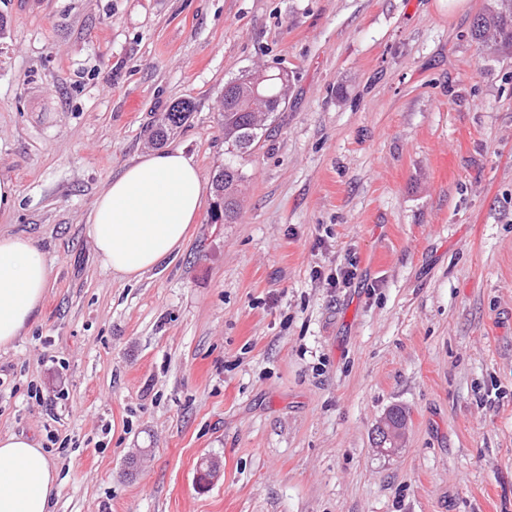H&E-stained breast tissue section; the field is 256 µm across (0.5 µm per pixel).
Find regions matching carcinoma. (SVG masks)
<instances>
[{"label":"carcinoma","instance_id":"obj_1","mask_svg":"<svg viewBox=\"0 0 512 512\" xmlns=\"http://www.w3.org/2000/svg\"><path fill=\"white\" fill-rule=\"evenodd\" d=\"M471 35L479 47L497 55H512V0H491L484 13L478 15ZM251 81L238 77L224 85V99L219 116L224 128V143L230 147L224 165L213 175L215 191L224 192L216 202L211 220L232 221L238 210L239 188L246 175L238 158L253 150L267 131L266 123L286 103L290 89L288 75L281 72L257 70L250 73ZM258 90H253V85ZM262 98H257L255 93ZM193 111L189 101L172 104L162 113L153 129L152 140L160 144L187 122Z\"/></svg>","mask_w":512,"mask_h":512}]
</instances>
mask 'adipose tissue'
Masks as SVG:
<instances>
[{
  "label": "adipose tissue",
  "mask_w": 512,
  "mask_h": 512,
  "mask_svg": "<svg viewBox=\"0 0 512 512\" xmlns=\"http://www.w3.org/2000/svg\"><path fill=\"white\" fill-rule=\"evenodd\" d=\"M204 193L202 174L182 149L145 153L97 196L87 235L107 269L138 279L184 247ZM50 279L31 239L0 234V349L12 346L32 321ZM57 478L35 439L0 435V512H49Z\"/></svg>",
  "instance_id": "ef3b65f1"
}]
</instances>
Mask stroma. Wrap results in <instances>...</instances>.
<instances>
[{"label":"stroma","instance_id":"1","mask_svg":"<svg viewBox=\"0 0 512 512\" xmlns=\"http://www.w3.org/2000/svg\"><path fill=\"white\" fill-rule=\"evenodd\" d=\"M488 3L0 0V232L51 268L0 351V434L57 464L51 512H512V56L471 37ZM255 69L290 90L235 223L206 188L179 255L112 275L99 192L179 100L169 144L211 180L224 85ZM405 428H398L392 421L391 414H385L375 434L376 447L382 451L396 454L403 447Z\"/></svg>","mask_w":512,"mask_h":512}]
</instances>
